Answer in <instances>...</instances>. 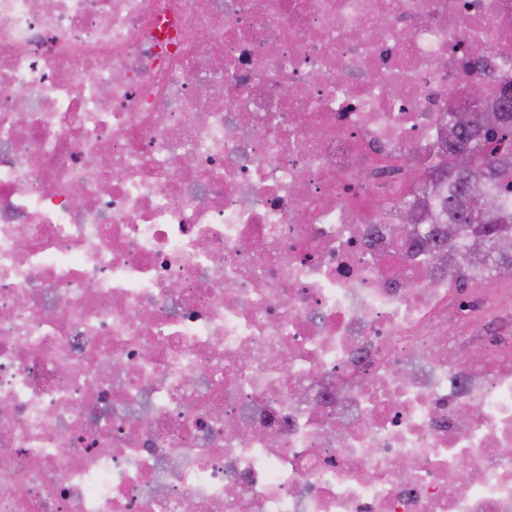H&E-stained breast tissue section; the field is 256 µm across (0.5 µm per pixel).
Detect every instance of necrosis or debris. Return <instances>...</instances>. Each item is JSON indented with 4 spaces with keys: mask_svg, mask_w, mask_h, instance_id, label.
Segmentation results:
<instances>
[{
    "mask_svg": "<svg viewBox=\"0 0 512 512\" xmlns=\"http://www.w3.org/2000/svg\"><path fill=\"white\" fill-rule=\"evenodd\" d=\"M510 80L512 0H0V512H512V277L377 215Z\"/></svg>",
    "mask_w": 512,
    "mask_h": 512,
    "instance_id": "4bbe7bcc",
    "label": "necrosis or debris"
}]
</instances>
